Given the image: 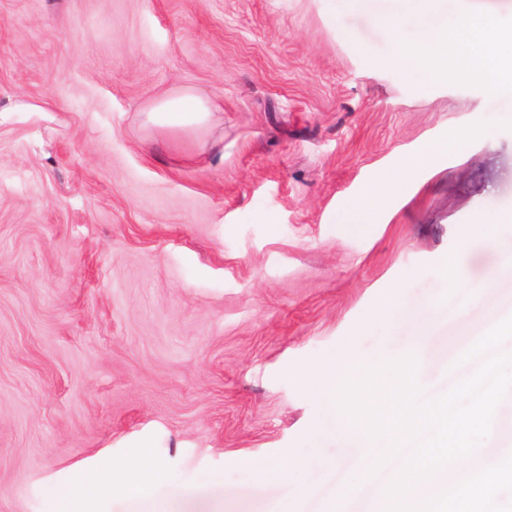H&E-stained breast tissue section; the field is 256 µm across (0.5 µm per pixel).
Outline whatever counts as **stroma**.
I'll use <instances>...</instances> for the list:
<instances>
[{"label": "stroma", "instance_id": "35a3bbf8", "mask_svg": "<svg viewBox=\"0 0 512 512\" xmlns=\"http://www.w3.org/2000/svg\"><path fill=\"white\" fill-rule=\"evenodd\" d=\"M392 51L355 0H0V512H48L73 468L130 448L194 512H322L359 444L321 428L303 375L414 345L427 402L476 370L469 334L512 313V223L459 232L512 200V104L465 80L419 87ZM183 92L216 121L147 122ZM476 117L486 137L373 223H341L421 141ZM386 292L401 311L383 321ZM433 306L416 343L411 315ZM483 453L512 454V392ZM239 467L248 469L264 479H279L285 476L287 467L275 458L255 460L248 457H240L236 461Z\"/></svg>", "mask_w": 512, "mask_h": 512}]
</instances>
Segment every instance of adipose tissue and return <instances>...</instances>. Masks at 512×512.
Listing matches in <instances>:
<instances>
[{"mask_svg": "<svg viewBox=\"0 0 512 512\" xmlns=\"http://www.w3.org/2000/svg\"><path fill=\"white\" fill-rule=\"evenodd\" d=\"M362 3L375 11L377 20L389 30L394 65L419 86L457 78L485 85L494 96L512 95V19H477L460 13L451 18L428 7L418 17V36L407 41L401 36L398 13L379 12L377 0ZM146 117L153 125L188 129L208 125L214 114L207 100L183 93L163 99L147 111ZM485 129L477 119L439 140L423 142L405 159L399 173L381 176L358 198L347 202L345 214L350 223H369L386 197L405 193L415 171L437 159L460 154ZM167 480L160 464L147 460L141 449L133 448L125 460L113 462L109 468L74 469L67 483L54 486L52 512H96L99 500L113 493L127 497L130 512H189L184 494L153 498L152 488Z\"/></svg>", "mask_w": 512, "mask_h": 512, "instance_id": "1", "label": "adipose tissue"}]
</instances>
